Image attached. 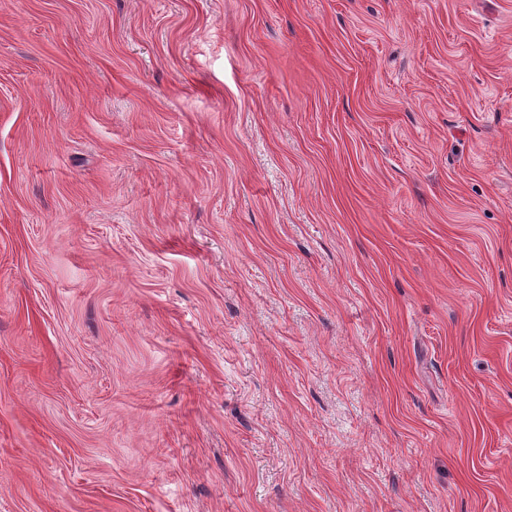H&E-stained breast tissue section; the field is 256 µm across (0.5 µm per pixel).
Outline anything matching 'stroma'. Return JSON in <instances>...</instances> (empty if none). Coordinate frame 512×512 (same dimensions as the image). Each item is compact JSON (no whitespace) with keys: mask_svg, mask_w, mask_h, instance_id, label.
I'll list each match as a JSON object with an SVG mask.
<instances>
[{"mask_svg":"<svg viewBox=\"0 0 512 512\" xmlns=\"http://www.w3.org/2000/svg\"><path fill=\"white\" fill-rule=\"evenodd\" d=\"M0 512H512V0H0Z\"/></svg>","mask_w":512,"mask_h":512,"instance_id":"1","label":"stroma"}]
</instances>
